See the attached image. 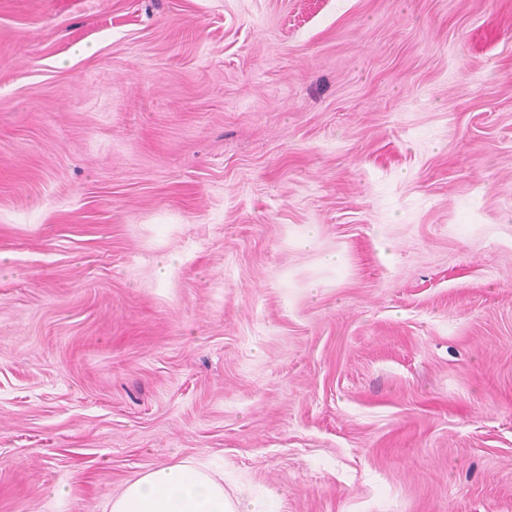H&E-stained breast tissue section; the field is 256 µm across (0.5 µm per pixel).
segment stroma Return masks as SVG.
<instances>
[{
  "label": "stroma",
  "mask_w": 512,
  "mask_h": 512,
  "mask_svg": "<svg viewBox=\"0 0 512 512\" xmlns=\"http://www.w3.org/2000/svg\"><path fill=\"white\" fill-rule=\"evenodd\" d=\"M186 459L512 512V0H0V512Z\"/></svg>",
  "instance_id": "stroma-1"
}]
</instances>
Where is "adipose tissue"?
I'll list each match as a JSON object with an SVG mask.
<instances>
[{
    "label": "adipose tissue",
    "mask_w": 512,
    "mask_h": 512,
    "mask_svg": "<svg viewBox=\"0 0 512 512\" xmlns=\"http://www.w3.org/2000/svg\"><path fill=\"white\" fill-rule=\"evenodd\" d=\"M106 512H267L249 491L229 495L223 477L199 463L152 468L109 497Z\"/></svg>",
    "instance_id": "ef3b65f1"
}]
</instances>
